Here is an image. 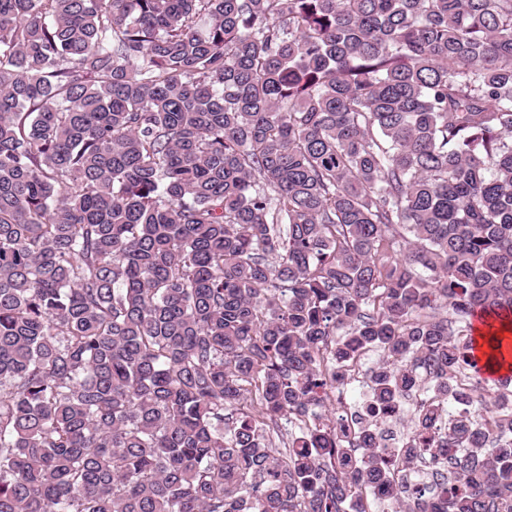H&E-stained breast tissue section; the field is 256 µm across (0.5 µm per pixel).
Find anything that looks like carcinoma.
I'll use <instances>...</instances> for the list:
<instances>
[{
    "instance_id": "cac0c4a2",
    "label": "carcinoma",
    "mask_w": 512,
    "mask_h": 512,
    "mask_svg": "<svg viewBox=\"0 0 512 512\" xmlns=\"http://www.w3.org/2000/svg\"><path fill=\"white\" fill-rule=\"evenodd\" d=\"M476 316L512 0H0V512H512Z\"/></svg>"
}]
</instances>
